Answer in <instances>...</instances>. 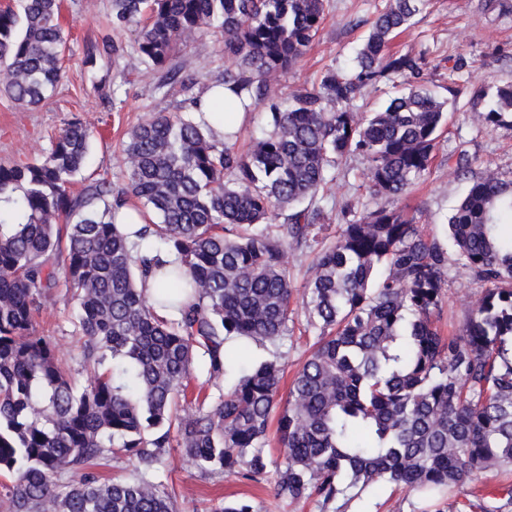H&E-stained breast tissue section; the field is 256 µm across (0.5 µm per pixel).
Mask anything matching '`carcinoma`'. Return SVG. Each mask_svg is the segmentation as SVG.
I'll list each match as a JSON object with an SVG mask.
<instances>
[{
  "mask_svg": "<svg viewBox=\"0 0 512 512\" xmlns=\"http://www.w3.org/2000/svg\"><path fill=\"white\" fill-rule=\"evenodd\" d=\"M112 25L136 34L140 60L180 81L179 111L157 112L122 143L125 180L108 174L75 190L91 133L78 119L46 155L0 164V476L4 512H177L149 473L176 440L204 472L258 481L275 465L276 496L339 510L386 482L426 497L454 493L494 468L512 472V172H475L466 151L455 171L471 184L448 218L443 246L397 202L430 172L445 102L412 86L379 110L353 111L363 90L390 75L418 82L421 58L391 54L426 0H389L350 70L328 67L286 100L269 78L316 39L325 0H111ZM62 0H16L0 9V85L37 107L64 78ZM224 36L233 66L217 83L231 105L265 112L252 148L216 139L194 82L180 78L179 46ZM512 126V84L480 113ZM353 158L383 199L343 212L336 240L318 194ZM138 201L155 220L146 255L116 211ZM279 220L277 231L266 229ZM319 246L303 291L286 251ZM173 252L180 264L166 266ZM468 269L482 297L457 333L440 335L451 265ZM77 307L87 385L75 388L55 345L36 329L57 274ZM156 277L154 304L138 282ZM301 302L318 330L283 395L276 359L231 358L225 340L262 346L288 334ZM174 310L168 318L154 306ZM209 380L239 373L217 401L188 396L197 354ZM276 425L281 460L266 453ZM124 453L135 479L102 480L97 459ZM512 512V487L479 505Z\"/></svg>",
  "mask_w": 512,
  "mask_h": 512,
  "instance_id": "1",
  "label": "carcinoma"
}]
</instances>
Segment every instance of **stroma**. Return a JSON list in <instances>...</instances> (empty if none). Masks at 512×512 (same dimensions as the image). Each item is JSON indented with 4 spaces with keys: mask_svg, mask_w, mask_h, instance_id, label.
Here are the masks:
<instances>
[{
    "mask_svg": "<svg viewBox=\"0 0 512 512\" xmlns=\"http://www.w3.org/2000/svg\"><path fill=\"white\" fill-rule=\"evenodd\" d=\"M387 4L388 0H328L326 19L312 46L290 70L271 78L274 95L288 97L300 85L316 81L326 66L349 64ZM109 12L110 0H64L61 22L68 36L66 80L54 97L36 108L0 93V164L40 158L49 149L50 136L78 119L92 132L84 178L105 173L119 184L124 179L120 143L127 130L152 113L178 110L181 96L176 88L160 87L159 72L147 68L136 54L134 32L113 30L107 21ZM107 37L121 44L123 52L117 58L104 57L101 68L89 73L85 55ZM390 50L424 56V86L448 103V121L441 130L430 173L405 200L420 227L444 242L448 218L470 184L469 174L449 171V154L466 150L476 171L487 166L512 171V127H489L478 117L487 108L480 92L491 93L512 83V0H428L413 25L392 41ZM179 53L188 63L186 72L192 75L198 93L229 63L221 39L210 35L184 43ZM453 87L458 88V95H450ZM348 168L347 174H334L322 191L332 238L339 232L344 210L351 207L361 212L375 204L367 166L352 160ZM481 296L472 274L452 266L440 327L461 322ZM74 314L65 288H56L38 319L37 330L51 337L60 356L68 361L76 384L83 385L89 372L82 347L72 334ZM315 338V330L298 314L288 335L264 347H251L247 357L253 362L278 359L289 383ZM153 476L174 493L178 512H214L216 507L239 499L250 500L256 512H319L313 501L276 497L275 474L255 483L233 473H205L191 466L175 444L168 448ZM451 502L444 498L434 504L394 485L377 483L352 501L346 512H450Z\"/></svg>",
    "mask_w": 512,
    "mask_h": 512,
    "instance_id": "35a3bbf8",
    "label": "stroma"
}]
</instances>
